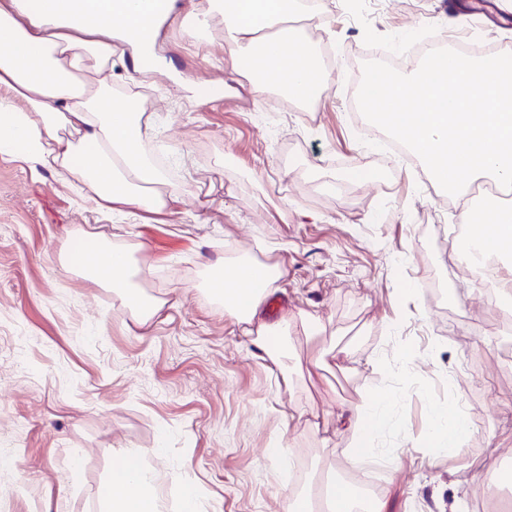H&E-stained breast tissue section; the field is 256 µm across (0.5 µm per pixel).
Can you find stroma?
Instances as JSON below:
<instances>
[{
	"instance_id": "35a3bbf8",
	"label": "stroma",
	"mask_w": 512,
	"mask_h": 512,
	"mask_svg": "<svg viewBox=\"0 0 512 512\" xmlns=\"http://www.w3.org/2000/svg\"><path fill=\"white\" fill-rule=\"evenodd\" d=\"M205 5L179 0L156 51L122 45L112 59L117 88L136 62L150 69L145 90L161 107L142 147L165 159L172 213L109 216L57 172L0 154V455L13 462L0 470V512H106L101 487L139 450L166 512H179L186 482L196 512H285L331 468L350 493L340 417L372 392L389 395L394 416L376 439L386 512L483 497L512 468V338L457 235L440 231L459 224L458 209L421 163L383 153L355 99L368 53H401L412 26L440 41L475 27L512 51V13L499 0H363L355 13L317 0L314 48L340 76L311 111L233 79L223 34L191 35ZM73 230L139 261L137 284L163 303L153 319L140 323L121 292L65 266ZM250 247L282 270L268 295L295 335L280 366L205 286L210 261ZM305 314L325 332L306 335ZM461 403L467 445L432 452L433 410Z\"/></svg>"
}]
</instances>
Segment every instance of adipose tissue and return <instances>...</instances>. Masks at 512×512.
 <instances>
[{
	"label": "adipose tissue",
	"instance_id": "1",
	"mask_svg": "<svg viewBox=\"0 0 512 512\" xmlns=\"http://www.w3.org/2000/svg\"><path fill=\"white\" fill-rule=\"evenodd\" d=\"M79 0H0V153L48 169H64L94 194L103 210L114 214L138 208L160 214L171 205L162 192L164 168L141 149L142 104L112 91V58L119 30L138 45L153 44L160 18L144 12L140 0H98L91 17L76 10ZM295 0H210L197 15L198 26L222 17L224 68L249 80L256 92L286 93L294 100L317 99L325 89L323 64L313 49L296 51L299 34L286 25L296 15ZM69 267L124 293L144 317L157 303L137 286V267L127 251L100 238L93 265L70 252ZM212 267L224 311L241 335L273 361L282 357L288 328L259 322L268 288L280 267L252 260L217 259ZM360 428L355 453H370L369 438L393 424L385 397L370 394L352 411ZM472 432L460 407L434 410L429 445L457 451ZM103 496L109 512H162V502L146 489L137 456L112 470Z\"/></svg>",
	"mask_w": 512,
	"mask_h": 512
}]
</instances>
